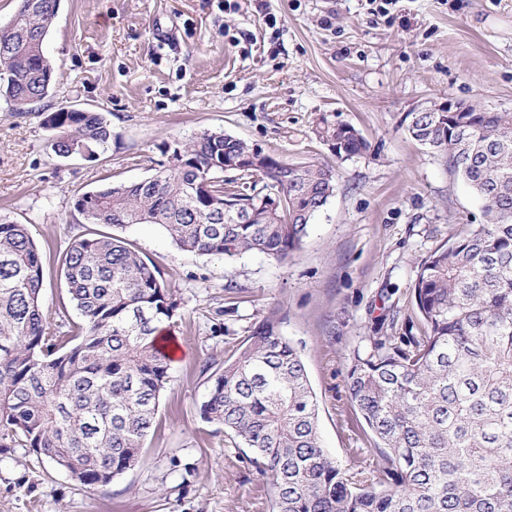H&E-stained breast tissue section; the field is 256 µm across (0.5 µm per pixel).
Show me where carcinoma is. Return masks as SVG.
Listing matches in <instances>:
<instances>
[{
  "instance_id": "obj_1",
  "label": "carcinoma",
  "mask_w": 512,
  "mask_h": 512,
  "mask_svg": "<svg viewBox=\"0 0 512 512\" xmlns=\"http://www.w3.org/2000/svg\"><path fill=\"white\" fill-rule=\"evenodd\" d=\"M60 0H18L0 39V99L32 112L54 87L44 43ZM427 112L405 129L448 159L482 201L485 222L452 232L418 264L398 336H364L347 375L374 437L371 459L342 468L321 445L301 356L269 317L208 379L204 421L252 453L271 512H512V112ZM50 148L94 158L112 140L100 112L44 113ZM338 159L367 150L354 127L318 119ZM160 169L75 197L88 224H158L182 250L277 261L299 250L334 194L337 171L266 153L222 130L165 142ZM237 173L226 180L224 172ZM262 176L270 192L248 193ZM245 215V220L238 216ZM79 315L46 326L41 258L28 228L0 214V448L79 467L103 487L134 468L169 382L160 343L181 299L160 268L118 235L85 233L66 250Z\"/></svg>"
}]
</instances>
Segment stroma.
Segmentation results:
<instances>
[{
	"instance_id": "35a3bbf8",
	"label": "stroma",
	"mask_w": 512,
	"mask_h": 512,
	"mask_svg": "<svg viewBox=\"0 0 512 512\" xmlns=\"http://www.w3.org/2000/svg\"><path fill=\"white\" fill-rule=\"evenodd\" d=\"M45 51L48 107L90 108L112 125L99 159L61 157L40 115L0 99V212L38 246L48 326L70 304L64 253L86 230L75 197L151 175L163 142L221 129L333 167L336 189L283 262L200 257L157 224L95 225L132 241L181 298L156 428L135 467L94 491L28 449L0 451V512H270L247 449L199 407L205 362L272 315L317 395L323 448L349 466L350 449L373 446L346 389L352 346L390 298L406 299L416 263L449 227L482 221L479 200L402 119L449 99L512 112V0H397L383 13L367 0H61ZM323 115L356 128L368 150L338 160L314 133ZM174 457L190 475L171 471Z\"/></svg>"
}]
</instances>
